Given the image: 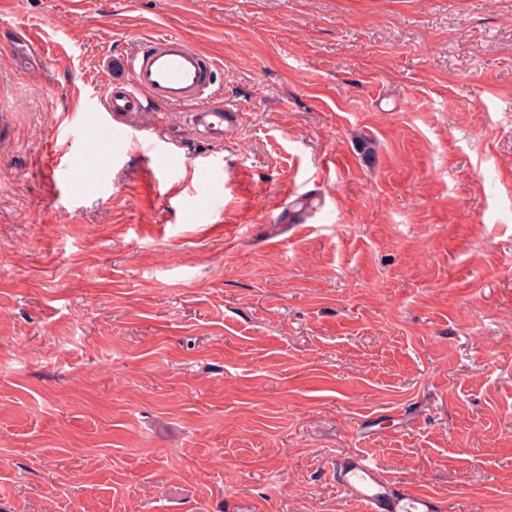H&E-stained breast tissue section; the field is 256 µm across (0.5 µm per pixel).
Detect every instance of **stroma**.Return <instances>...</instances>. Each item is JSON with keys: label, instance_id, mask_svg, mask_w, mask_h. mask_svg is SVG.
Here are the masks:
<instances>
[{"label": "stroma", "instance_id": "1", "mask_svg": "<svg viewBox=\"0 0 512 512\" xmlns=\"http://www.w3.org/2000/svg\"><path fill=\"white\" fill-rule=\"evenodd\" d=\"M161 33L239 122L99 113L86 178L67 124ZM353 451L512 512V0H0V512H363ZM112 142V133L106 135L99 143H95L87 153V161L85 165V176L94 178L98 175L100 170L99 160L103 155H107L109 146ZM148 172L156 181V174L171 173L179 170V163L172 154L157 146H152L146 151Z\"/></svg>", "mask_w": 512, "mask_h": 512}]
</instances>
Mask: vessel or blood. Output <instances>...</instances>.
Listing matches in <instances>:
<instances>
[{"label": "vessel or blood", "mask_w": 512, "mask_h": 512, "mask_svg": "<svg viewBox=\"0 0 512 512\" xmlns=\"http://www.w3.org/2000/svg\"><path fill=\"white\" fill-rule=\"evenodd\" d=\"M125 82L107 89L105 111L119 115L144 111L145 100L183 107L189 125L212 143L224 141V127L236 123L226 112L220 87L213 76L217 62L178 35H162L139 42L120 61ZM149 174L178 170L172 154L160 147L147 150ZM340 492L360 502L365 512H435V503L423 493L397 488L375 457L354 451L337 455L333 468Z\"/></svg>", "instance_id": "vessel-or-blood-1"}]
</instances>
